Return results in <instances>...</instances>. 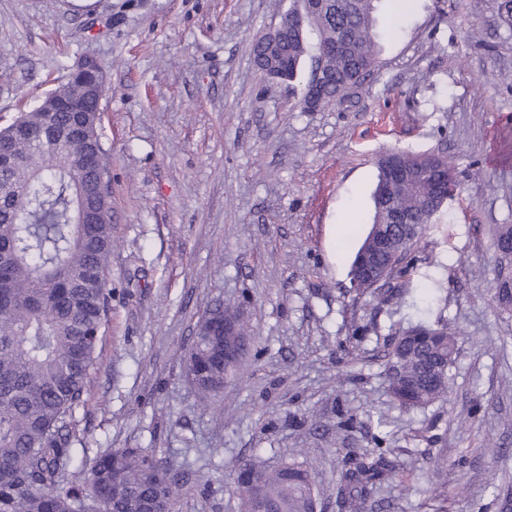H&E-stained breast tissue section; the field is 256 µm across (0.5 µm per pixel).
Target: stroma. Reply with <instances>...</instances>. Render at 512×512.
Segmentation results:
<instances>
[{"instance_id":"35a3bbf8","label":"stroma","mask_w":512,"mask_h":512,"mask_svg":"<svg viewBox=\"0 0 512 512\" xmlns=\"http://www.w3.org/2000/svg\"><path fill=\"white\" fill-rule=\"evenodd\" d=\"M502 0H379L378 65L317 112L264 81L250 45L292 0H0V127L81 55L105 66L111 310L70 420L92 464L153 451L185 474L176 512H238V461L307 460L323 512L343 458L385 436L393 472L365 512H512V315L494 299L512 224V28ZM389 149L443 152L459 187L405 301L355 291L334 226L371 208ZM238 310L251 349L215 403L188 382L199 316ZM457 332L447 400L388 395L389 328ZM387 425L377 429V415Z\"/></svg>"}]
</instances>
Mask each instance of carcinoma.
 I'll return each instance as SVG.
<instances>
[{"label": "carcinoma", "mask_w": 512, "mask_h": 512, "mask_svg": "<svg viewBox=\"0 0 512 512\" xmlns=\"http://www.w3.org/2000/svg\"><path fill=\"white\" fill-rule=\"evenodd\" d=\"M375 2L330 0L323 11H288L278 79L298 78L308 56L330 77L323 102L341 100L350 86H360L377 62ZM69 101L82 102L85 111L59 112L53 126H45L44 110ZM21 118L36 138L0 129V140L10 144V154L0 158L10 183V192L0 194V251L9 258L0 269V512H140L143 502L158 497L166 512H176L180 475L153 453L111 449L87 469L70 448L68 419L82 402L112 295L110 192L98 187L84 160L87 151L106 153L98 101L86 80L73 76ZM79 122L88 124L90 137L74 147L64 131ZM403 164L424 165L430 176L412 172L394 183L400 205L409 219L435 223L441 208L428 199L439 192L445 172L454 170L453 160L413 153L403 156ZM83 206L96 212V223H75ZM420 240L418 232L403 243L383 302L405 299ZM390 330L392 403L412 410L446 399L455 332L422 322ZM223 345L221 336H196L185 358L190 384L207 401L236 370L224 366ZM373 440V452L346 459L341 503L349 512H363L376 484L393 470L385 439ZM235 472L242 474L235 486L239 512H252L259 498L273 512H313L318 504L313 473L303 461L270 465L252 457Z\"/></svg>", "instance_id": "cac0c4a2"}]
</instances>
